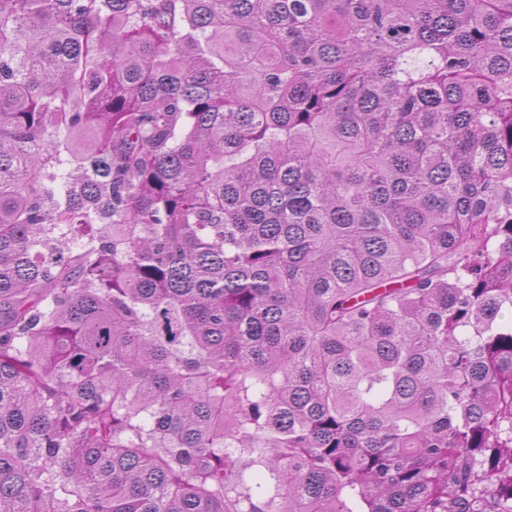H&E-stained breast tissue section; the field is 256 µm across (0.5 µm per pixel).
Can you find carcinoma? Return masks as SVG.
<instances>
[{
    "mask_svg": "<svg viewBox=\"0 0 512 512\" xmlns=\"http://www.w3.org/2000/svg\"><path fill=\"white\" fill-rule=\"evenodd\" d=\"M512 0H0V512H512Z\"/></svg>",
    "mask_w": 512,
    "mask_h": 512,
    "instance_id": "cac0c4a2",
    "label": "carcinoma"
}]
</instances>
